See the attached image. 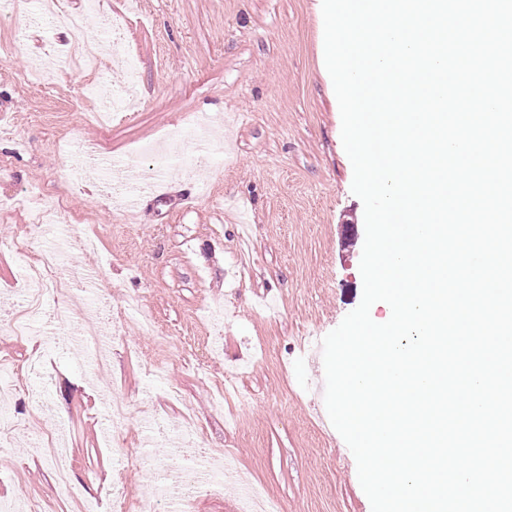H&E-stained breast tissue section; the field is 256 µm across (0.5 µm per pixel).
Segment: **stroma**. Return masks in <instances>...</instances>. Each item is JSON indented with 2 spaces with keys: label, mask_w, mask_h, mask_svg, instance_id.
<instances>
[{
  "label": "stroma",
  "mask_w": 512,
  "mask_h": 512,
  "mask_svg": "<svg viewBox=\"0 0 512 512\" xmlns=\"http://www.w3.org/2000/svg\"><path fill=\"white\" fill-rule=\"evenodd\" d=\"M124 26L121 48L135 61L141 107L110 128L83 122L93 111L77 44L46 27L33 9L0 20V198L35 187L67 207L75 226L101 231L98 249L72 261L102 270L109 289L140 296L157 330L134 322L113 337L102 366L74 351L89 295L58 293L73 315L64 330L36 322L13 335L10 318L23 280L18 242L54 247L62 230H32L26 213H0V358L15 366L0 439V499L37 512H79L40 447L64 440L70 482L108 503L113 485L150 491L168 470L191 466L165 440L192 407L197 448H223L237 474L266 487L281 512H372L356 460L324 426L323 364L308 365L304 337H324L362 298L359 263L364 206L341 117L324 71L320 0H102ZM220 114V138L189 143L170 173L137 199L125 228L100 187L97 168L71 175L59 143L92 142L112 158L137 160L193 114ZM244 270L234 284L235 270ZM223 305L203 324V305ZM44 359L42 374L26 368ZM122 401L129 427L112 445L107 398Z\"/></svg>",
  "instance_id": "35a3bbf8"
}]
</instances>
